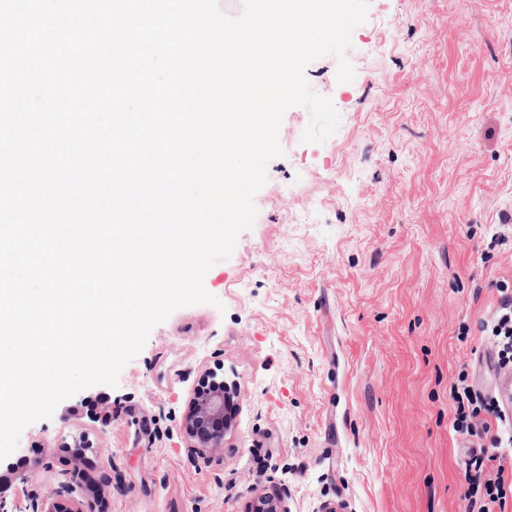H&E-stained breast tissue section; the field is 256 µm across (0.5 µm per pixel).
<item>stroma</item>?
<instances>
[{
	"label": "stroma",
	"mask_w": 512,
	"mask_h": 512,
	"mask_svg": "<svg viewBox=\"0 0 512 512\" xmlns=\"http://www.w3.org/2000/svg\"><path fill=\"white\" fill-rule=\"evenodd\" d=\"M346 57L349 84L334 55L307 67L339 128L302 142L310 111L287 110L255 224L204 278L216 304L26 426L8 512H466L450 392H490L477 358L512 280V0H371ZM210 374L238 391L213 453L187 428Z\"/></svg>",
	"instance_id": "stroma-1"
}]
</instances>
